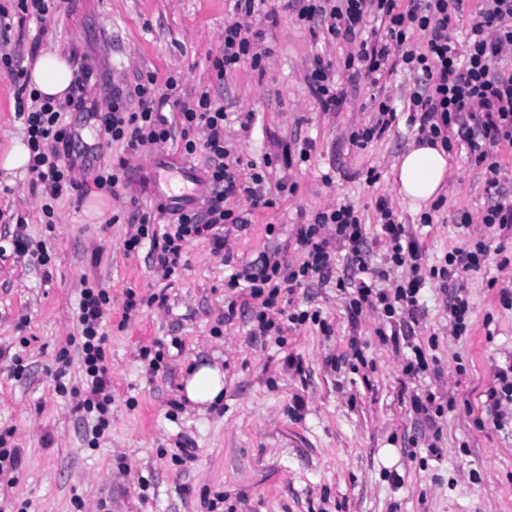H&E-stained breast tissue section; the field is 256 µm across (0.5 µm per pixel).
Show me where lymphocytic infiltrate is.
I'll return each instance as SVG.
<instances>
[{"mask_svg":"<svg viewBox=\"0 0 512 512\" xmlns=\"http://www.w3.org/2000/svg\"><path fill=\"white\" fill-rule=\"evenodd\" d=\"M463 0H410L408 9H400L397 0H306L297 13L309 25L311 36L321 31L342 35L355 43L346 55L345 70L368 79L384 73L389 60H396L413 74L417 91L409 98L407 121L415 125L430 144L451 146L465 142L475 154L476 163L486 165L490 177L486 190L492 203L481 218L483 224L512 232V202L506 201L495 176L496 163L490 162L482 150L483 142H512V74H505L498 63L512 52V0H484L476 13L471 33L464 48L448 40V29L461 12ZM237 19L224 25V52L215 58L217 78L236 69L243 58H251L253 68H260L263 57L258 43L263 32L253 30L247 19L255 12V0H235ZM380 19L385 29L382 39H359L367 17ZM418 30L427 36L424 50L409 46V34ZM308 83L322 111H339L344 94L336 88L332 63L315 58ZM139 99L137 111H126L121 95H114L102 118L100 137L105 141L126 140L134 150L152 148L181 136L185 154L204 152L206 166L203 182L207 186L202 208L173 211L165 224L155 223L150 215H142L135 234L125 241L126 251H135L149 242L158 259V272L168 280L176 275L186 240L209 237L214 252L226 244L229 228L243 229L247 221L236 209L227 205L230 199H246L252 207L273 206V199L262 195L268 182L267 171L252 172L240 178V158L234 157L224 139L227 115L223 106L203 92L183 99L176 79H169L165 93H156L152 82L136 84ZM84 101L67 100L59 104L43 99L20 118L30 150L28 171L32 187L56 198L70 182L71 164L63 161L60 148L68 144L65 127L68 110H83ZM203 130V141L193 140L196 130ZM379 240L384 242L394 266L408 267L405 283L393 291H379L376 281L386 279V270L369 267L365 257L366 238L363 224L353 206L340 204L318 212L311 222L297 225L295 239L306 253L297 266L286 263L278 253H260L241 271L229 279V289L260 300L256 332L265 336L274 329L267 311L273 308L281 291H293L304 281L324 274L329 269L334 243H341L352 270L349 309L360 314L364 307L382 305L391 328L394 347L412 348L414 357L407 360L404 373L414 377L425 371L427 359L421 347L413 346V326L417 321L418 294L425 282L421 270L425 252L418 238L400 224L386 198H379ZM110 303L101 288L86 287L81 292L82 357L87 386L79 407L98 413L97 431H104L106 415L112 403L111 382L106 365V338L101 330L104 312Z\"/></svg>","mask_w":512,"mask_h":512,"instance_id":"lymphocytic-infiltrate-1","label":"lymphocytic infiltrate"}]
</instances>
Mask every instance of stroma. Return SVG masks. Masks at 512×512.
<instances>
[{
	"mask_svg": "<svg viewBox=\"0 0 512 512\" xmlns=\"http://www.w3.org/2000/svg\"><path fill=\"white\" fill-rule=\"evenodd\" d=\"M261 0L259 13L277 10L264 45V72L250 62L217 80L212 61L224 45L233 0H56L44 20L23 13L18 0H0L11 27L0 46L21 64L60 50L72 72H89L87 103L95 113L69 118L73 183L51 203L57 223L47 229L40 193L27 171L0 169V431L22 455L20 467L0 476V512H512V402H502V426L487 414L486 395L499 368L512 364V238L481 224L491 199L485 166L465 143L449 154L450 173L431 224L396 194L392 171L419 134L398 124L357 147L351 134L373 124L382 100L404 110L415 82L403 69L379 81L351 83L341 64L352 43L307 27L283 7ZM337 67L347 99L324 112L307 75L314 55ZM154 75L165 92L169 76L191 98L209 92L231 113L226 139L248 175L249 164L273 158L272 180L289 184L274 206H237L248 220L228 237L224 255L208 238L190 239L184 264L170 285L158 279L149 247L130 253L137 213L155 211L159 199L150 166L165 158L200 172L202 156L184 155L180 142L132 151L125 142L99 145V114L113 89L130 92ZM18 87L0 72V155L24 139L16 116ZM250 116L248 129L240 117ZM289 148L290 161L278 156ZM126 161L128 180L118 195L97 188L98 170ZM386 197L399 222L418 237L428 266H444L459 248L484 243L481 270L459 277L469 300L466 328L448 319L451 289L428 279L413 340L439 369L411 378L402 354L378 334L382 314L364 308L351 319L337 283L346 277L344 248L331 270L279 304L308 312L285 324L281 337L252 336L248 313L225 320L224 287L233 268L279 250L291 264L304 254L294 243L297 224L348 203L359 211L371 265L386 266L377 238L376 202ZM469 212V229L457 217ZM44 241L48 267L14 250L15 234ZM105 289L110 304L102 323L112 404L98 443L87 434L92 419L77 410L69 391L80 386L77 352L82 288ZM148 298L162 291L165 307L125 313L127 290ZM159 350L151 367L145 350ZM67 352L64 378L56 360ZM26 367L12 372L13 356ZM294 357L300 370L289 369ZM224 372V398L212 406L185 403L182 378L194 362ZM66 384L60 393L58 384ZM434 394L443 413L437 429L422 425L415 395ZM191 449L184 457L183 449Z\"/></svg>",
	"mask_w": 512,
	"mask_h": 512,
	"instance_id": "obj_1",
	"label": "stroma"
}]
</instances>
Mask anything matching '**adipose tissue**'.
<instances>
[{
	"label": "adipose tissue",
	"instance_id": "ef3b65f1",
	"mask_svg": "<svg viewBox=\"0 0 512 512\" xmlns=\"http://www.w3.org/2000/svg\"><path fill=\"white\" fill-rule=\"evenodd\" d=\"M72 79L66 57L57 52H44L36 57L28 70L33 90L44 97L65 99ZM449 173L448 154L442 147L424 144L403 155L393 168L394 186L410 208L418 210L435 200ZM188 402L211 405L224 395V374L219 366L202 363L189 369L183 381Z\"/></svg>",
	"mask_w": 512,
	"mask_h": 512
}]
</instances>
